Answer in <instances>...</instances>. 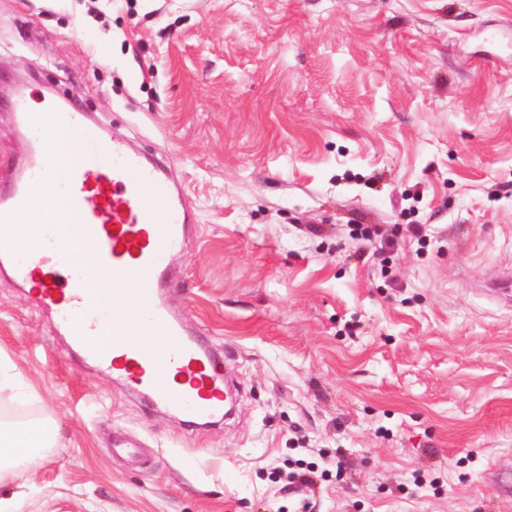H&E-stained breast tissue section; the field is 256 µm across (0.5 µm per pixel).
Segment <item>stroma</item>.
Segmentation results:
<instances>
[{"instance_id":"35a3bbf8","label":"stroma","mask_w":512,"mask_h":512,"mask_svg":"<svg viewBox=\"0 0 512 512\" xmlns=\"http://www.w3.org/2000/svg\"><path fill=\"white\" fill-rule=\"evenodd\" d=\"M19 80L165 164L169 301L241 388L183 424L0 275L18 413L60 424L20 512H512V0H0L1 166Z\"/></svg>"}]
</instances>
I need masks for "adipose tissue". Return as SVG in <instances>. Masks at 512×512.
<instances>
[{
  "mask_svg": "<svg viewBox=\"0 0 512 512\" xmlns=\"http://www.w3.org/2000/svg\"><path fill=\"white\" fill-rule=\"evenodd\" d=\"M59 438V425L51 415L13 419L0 413V512H17L18 496L8 487L19 467L56 447Z\"/></svg>",
  "mask_w": 512,
  "mask_h": 512,
  "instance_id": "obj_1",
  "label": "adipose tissue"
}]
</instances>
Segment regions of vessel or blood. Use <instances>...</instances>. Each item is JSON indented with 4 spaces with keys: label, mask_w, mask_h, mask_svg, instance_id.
I'll use <instances>...</instances> for the list:
<instances>
[{
    "label": "vessel or blood",
    "mask_w": 512,
    "mask_h": 512,
    "mask_svg": "<svg viewBox=\"0 0 512 512\" xmlns=\"http://www.w3.org/2000/svg\"><path fill=\"white\" fill-rule=\"evenodd\" d=\"M13 116L27 144L0 194V273L33 285L41 305L92 361L123 372L151 401L189 423L213 420L229 395L224 372L186 330L165 291L178 287L174 266L186 244L190 210L161 166L120 137L105 136L87 113L15 100ZM85 144L69 167L65 206L46 191L56 179L59 135ZM91 253L112 291L90 288L70 265Z\"/></svg>",
    "instance_id": "1"
}]
</instances>
